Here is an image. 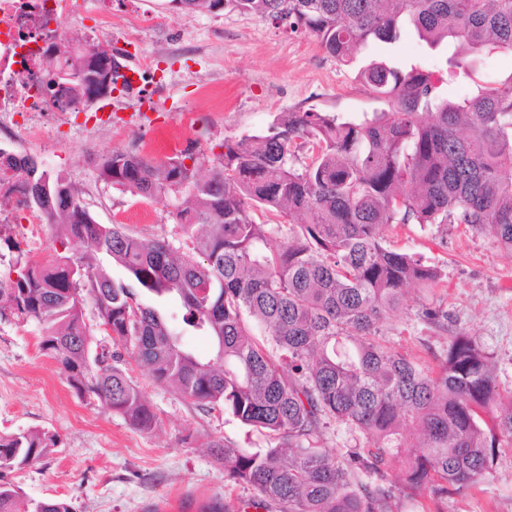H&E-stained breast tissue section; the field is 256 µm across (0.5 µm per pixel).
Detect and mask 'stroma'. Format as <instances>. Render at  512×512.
<instances>
[{"instance_id":"35a3bbf8","label":"stroma","mask_w":512,"mask_h":512,"mask_svg":"<svg viewBox=\"0 0 512 512\" xmlns=\"http://www.w3.org/2000/svg\"><path fill=\"white\" fill-rule=\"evenodd\" d=\"M66 27L109 40L124 64L154 86L160 108L142 111L137 90L118 92L106 99L117 115L111 128L96 126L93 103L38 136L16 128L11 151L64 176L97 223L122 224L177 247L184 238L166 199H143L98 179L99 165L113 151L165 160L168 149L150 145L151 135L158 127H179L190 114L188 140L207 167L224 138L266 132L285 111L345 118L386 111L387 101L358 79L359 69L373 62L431 68L448 52L408 27L396 44L371 42L346 65L307 35L258 16L229 7L187 12L173 0H77ZM26 215L21 208L15 223H0L1 277L14 275L20 261L80 253L78 245H61L50 225L25 224ZM384 238L441 272L436 285L410 288L399 313L387 319L390 345L431 367L451 336L467 332L492 357L501 401H512V252L489 232L463 224H394ZM425 306L447 312V324L420 319ZM41 336L38 323L0 316V432L45 429L59 437L41 463L7 474L27 499L64 498L75 512H153L157 503L198 494L247 497V490L226 482L207 443L220 438L256 450L265 447L263 436L231 414L197 407L155 383L126 350L124 368L159 420L154 432L139 431L95 396L72 388L40 351ZM445 512H512V451L504 450L485 481L449 498Z\"/></svg>"}]
</instances>
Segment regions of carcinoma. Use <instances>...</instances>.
<instances>
[{
	"label": "carcinoma",
	"mask_w": 512,
	"mask_h": 512,
	"mask_svg": "<svg viewBox=\"0 0 512 512\" xmlns=\"http://www.w3.org/2000/svg\"><path fill=\"white\" fill-rule=\"evenodd\" d=\"M188 11L227 6L304 33L348 63L370 40L394 44L402 20L430 45L457 42V56L432 69L372 63L359 79L389 109L361 118L281 112L267 132L226 137L207 172L192 149L160 163L114 151L98 178L142 198L172 200L189 244L98 224L59 175L0 149V192L18 193L84 253L26 263L0 280L5 308L43 326L40 349L79 392L93 394L135 428L158 420L122 368L118 351H97V325L159 384L207 409L230 411L267 448L208 441L227 481L252 491L224 512H395L402 502L444 504L492 474L512 448V406L499 408L491 356L465 332L425 370L385 344L383 323L407 290L432 285L437 268L384 245L389 224H466L512 250V74L454 100L446 87L471 78L469 57L512 54V0H175ZM53 74L35 79L74 108L101 91L113 55L99 42L79 50L47 38ZM288 217V223L279 218ZM283 239L273 250L272 237ZM121 266L116 282L101 264ZM176 301L184 325L209 337L197 353L168 326ZM265 329L255 337L252 325ZM492 414V420L485 419ZM371 448L328 452L330 423ZM45 430L0 434V478L39 463L57 447ZM0 512H74L65 499L27 503L0 481Z\"/></svg>",
	"instance_id": "cac0c4a2"
}]
</instances>
